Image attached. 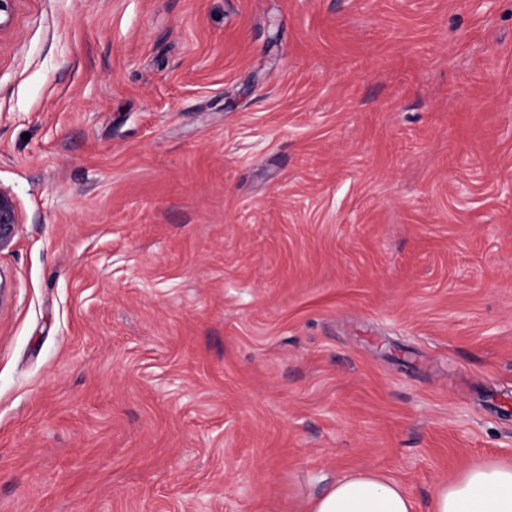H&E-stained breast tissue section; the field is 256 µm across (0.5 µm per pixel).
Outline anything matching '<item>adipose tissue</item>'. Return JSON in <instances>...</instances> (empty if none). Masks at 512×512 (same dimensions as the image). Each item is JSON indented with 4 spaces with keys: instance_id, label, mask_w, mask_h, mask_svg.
<instances>
[{
    "instance_id": "obj_1",
    "label": "adipose tissue",
    "mask_w": 512,
    "mask_h": 512,
    "mask_svg": "<svg viewBox=\"0 0 512 512\" xmlns=\"http://www.w3.org/2000/svg\"><path fill=\"white\" fill-rule=\"evenodd\" d=\"M307 512H413V505L398 481L365 471L337 480ZM429 512H512V466L472 463L460 479L436 487Z\"/></svg>"
}]
</instances>
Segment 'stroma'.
Returning a JSON list of instances; mask_svg holds the SVG:
<instances>
[{
	"label": "stroma",
	"mask_w": 512,
	"mask_h": 512,
	"mask_svg": "<svg viewBox=\"0 0 512 512\" xmlns=\"http://www.w3.org/2000/svg\"><path fill=\"white\" fill-rule=\"evenodd\" d=\"M0 187V512L512 465V0H20ZM25 217L10 190L0 187V252L9 249Z\"/></svg>",
	"instance_id": "obj_1"
}]
</instances>
